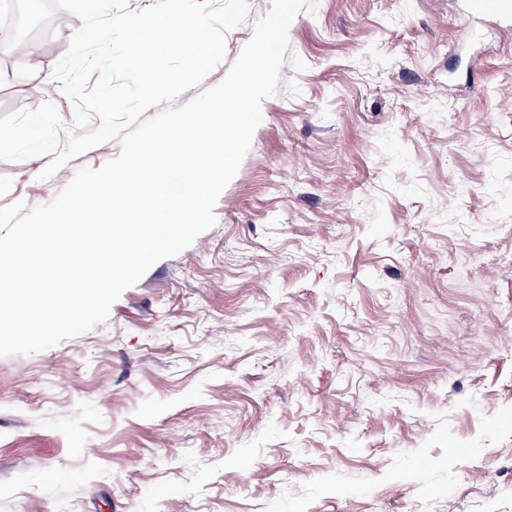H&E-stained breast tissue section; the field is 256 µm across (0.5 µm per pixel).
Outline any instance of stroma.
Masks as SVG:
<instances>
[{
    "label": "stroma",
    "instance_id": "1",
    "mask_svg": "<svg viewBox=\"0 0 512 512\" xmlns=\"http://www.w3.org/2000/svg\"><path fill=\"white\" fill-rule=\"evenodd\" d=\"M270 0H249L219 84ZM81 22L0 58V116L74 108ZM215 224L107 320L0 356V512H512V28L318 0ZM0 160V206L51 203Z\"/></svg>",
    "mask_w": 512,
    "mask_h": 512
}]
</instances>
